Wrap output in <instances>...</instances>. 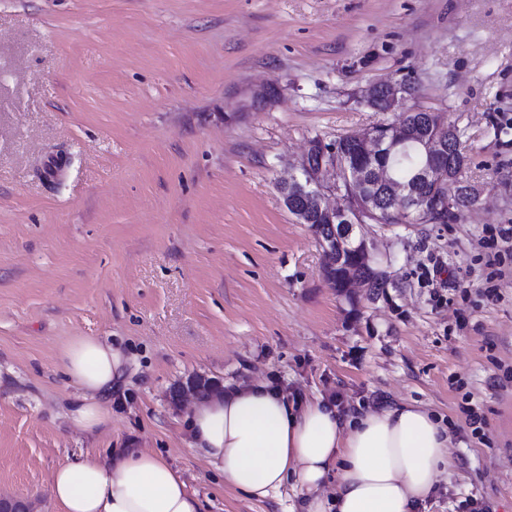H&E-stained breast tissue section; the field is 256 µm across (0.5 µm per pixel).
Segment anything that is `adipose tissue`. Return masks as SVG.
<instances>
[{
  "mask_svg": "<svg viewBox=\"0 0 512 512\" xmlns=\"http://www.w3.org/2000/svg\"><path fill=\"white\" fill-rule=\"evenodd\" d=\"M62 374L76 388L73 422L96 431L111 417L108 402L124 360L90 336L62 349ZM188 446L225 485L264 500L294 482L302 512H417L438 476L455 464L448 429L423 405L386 404L340 411L320 397L289 400L265 381L228 383L223 396L192 404ZM339 471L327 490L331 471ZM49 493L60 512H199L182 474L161 455L139 448L93 453L60 464Z\"/></svg>",
  "mask_w": 512,
  "mask_h": 512,
  "instance_id": "adipose-tissue-1",
  "label": "adipose tissue"
}]
</instances>
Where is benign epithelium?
<instances>
[{"label": "benign epithelium", "instance_id": "1", "mask_svg": "<svg viewBox=\"0 0 512 512\" xmlns=\"http://www.w3.org/2000/svg\"><path fill=\"white\" fill-rule=\"evenodd\" d=\"M385 99L386 112H413L415 108L409 106L410 92L408 83L404 80L399 82H384L369 86L363 96L362 103L376 110L379 98ZM393 138L401 141H410L414 138L425 141L428 154L432 157H440L444 152L445 137H431L428 133H420L412 126L401 124L390 127ZM359 148L367 153L373 154L381 147V142L374 129L369 128L353 133ZM319 153L318 144L311 143L305 153L301 169L304 179L291 177L281 183L284 188L283 199L290 207L291 214L299 224H340V232L328 237L319 233L315 237L323 251L325 258H336L343 254V249L351 244L352 235L357 228H363L362 216L347 206L332 205L328 197L334 196L347 203L350 199L360 195L368 181L374 180L383 183L388 187L392 201L408 202L405 211L406 216L416 212H431L434 214L456 213L458 208L455 205L453 193L450 191L429 195H420L404 182L394 179L389 169L380 167L368 174L358 171L353 174L345 173L346 180L339 181L338 174L344 164L331 159L328 162L319 161L315 165L309 162L312 155ZM420 180L426 184L448 183V171L441 165L433 164L420 174ZM364 291L362 280L347 276L342 285V294L351 301H357L359 293ZM223 387L214 381L199 377L180 387L175 394L176 400L185 402L188 400H203L221 394ZM0 512H35L34 502L16 497H1Z\"/></svg>", "mask_w": 512, "mask_h": 512}]
</instances>
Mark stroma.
<instances>
[{
    "label": "stroma",
    "instance_id": "35a3bbf8",
    "mask_svg": "<svg viewBox=\"0 0 512 512\" xmlns=\"http://www.w3.org/2000/svg\"><path fill=\"white\" fill-rule=\"evenodd\" d=\"M407 77L484 193L447 224L366 225L391 284L352 306L279 184L310 140L394 120L360 99ZM509 226L512 0H0V496L59 512L58 465L142 448L202 512H297L188 447L171 390L203 376L425 405L455 466L418 512H512V254L486 263ZM78 336L125 360L93 433L57 367Z\"/></svg>",
    "mask_w": 512,
    "mask_h": 512
}]
</instances>
